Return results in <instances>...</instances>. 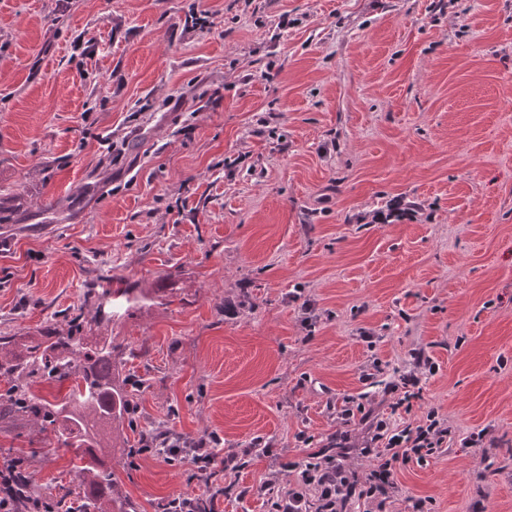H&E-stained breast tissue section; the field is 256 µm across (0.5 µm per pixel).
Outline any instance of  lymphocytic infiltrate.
<instances>
[{
	"label": "lymphocytic infiltrate",
	"mask_w": 512,
	"mask_h": 512,
	"mask_svg": "<svg viewBox=\"0 0 512 512\" xmlns=\"http://www.w3.org/2000/svg\"><path fill=\"white\" fill-rule=\"evenodd\" d=\"M360 416L365 424L359 442H352L349 432L336 433L328 444L313 448V439L299 434L298 439L309 446L304 461L284 462V470L296 473L297 479L288 489H281L276 477H269L252 487V494L266 497L268 512H348L353 503L365 501L377 512L385 509L397 488L395 475L409 463H423L444 451L448 445V421L437 410H430L425 419L414 425L391 426L387 419L374 414L364 403H352L343 410L342 422ZM222 439L212 433L195 441L192 448L178 444L159 448L156 438H144L131 458L164 456L167 463L185 464L198 479H209L214 464L224 470L241 468L238 454L220 455ZM370 459L366 471L360 472L349 464L351 455Z\"/></svg>",
	"instance_id": "1"
}]
</instances>
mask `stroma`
I'll return each mask as SVG.
<instances>
[{
  "label": "stroma",
  "instance_id": "stroma-1",
  "mask_svg": "<svg viewBox=\"0 0 512 512\" xmlns=\"http://www.w3.org/2000/svg\"><path fill=\"white\" fill-rule=\"evenodd\" d=\"M0 237L1 335L148 290L108 329L135 422L262 441L238 486L353 398L451 425L389 512H512V0H0ZM419 352L438 369L392 412ZM36 431L0 424V458L78 488ZM112 468L136 512L204 489L158 456Z\"/></svg>",
  "mask_w": 512,
  "mask_h": 512
}]
</instances>
